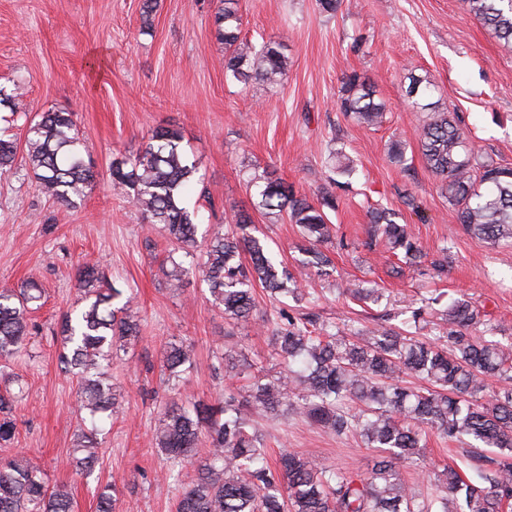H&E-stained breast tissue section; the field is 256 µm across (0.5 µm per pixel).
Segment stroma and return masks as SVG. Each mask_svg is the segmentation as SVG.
Returning <instances> with one entry per match:
<instances>
[{"mask_svg":"<svg viewBox=\"0 0 512 512\" xmlns=\"http://www.w3.org/2000/svg\"><path fill=\"white\" fill-rule=\"evenodd\" d=\"M218 0H157L150 20L142 0H0V87L21 84L26 110L9 128L25 137L30 115L75 112L84 158L96 181L75 207L45 198L31 169L0 176V289L36 281L43 305L26 351L0 360V391L22 383L14 439L0 459L25 452L37 458L48 485L68 484L75 512H97V496L112 486L119 503L137 512H176L179 495L196 477L194 466L169 474L150 438L165 404L177 398L216 403L224 392L222 354L247 357L268 373L281 366L271 346L280 324L279 303L256 290L257 310L234 321L212 306L198 274L174 287L163 272L171 248L160 232H147L131 206L128 188L114 185L113 160L145 149L156 128L182 134L206 196L191 193L204 224L217 230L247 210L280 260L296 269L302 237L287 216L259 209L254 174L270 171L299 194L310 195L333 175L330 157L353 159L349 185L336 188L331 215L344 248L331 250L330 275H310L294 313L358 331L382 324L403 331L411 308L444 293L462 296L489 314L497 338L512 341V243L492 245L465 233L441 196L415 139L428 118L405 104L406 76L426 79L441 109L459 113L483 159L512 166V50L471 15L463 0H341L336 13L317 0H239L241 35L276 43L287 59L278 84H241L226 77L217 39ZM371 77L388 104L382 127L367 129L340 112L343 74ZM406 142L408 170L393 166V136ZM417 199L419 210L404 203ZM384 207L408 225L427 255L419 267L390 275L399 260L370 246L368 207ZM447 260L438 275L432 264ZM100 264L115 287L131 290L141 310L139 339L112 362V387L124 414L114 421L90 476L69 464L84 423L76 377L61 373V319L77 305L76 274ZM378 289L379 301L345 295L346 285ZM181 341L194 349L193 367L168 383L164 348ZM268 455L295 450L326 467L367 476L378 456L354 433L329 434L299 413L257 417ZM463 446L428 432L423 457L404 469L435 492L434 476L462 462Z\"/></svg>","mask_w":512,"mask_h":512,"instance_id":"1","label":"stroma"}]
</instances>
